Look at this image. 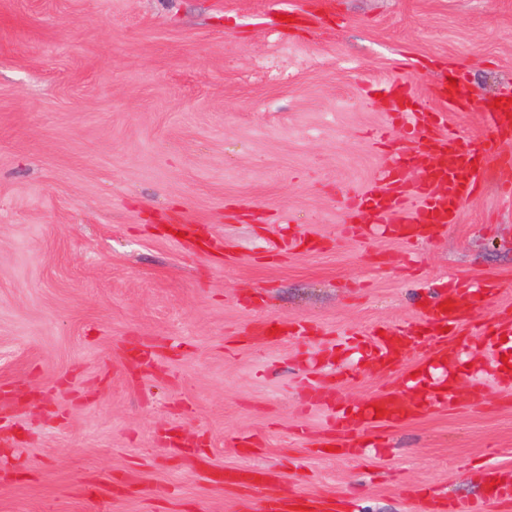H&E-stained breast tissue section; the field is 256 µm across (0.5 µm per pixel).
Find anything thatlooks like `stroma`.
Returning <instances> with one entry per match:
<instances>
[{
    "label": "stroma",
    "mask_w": 512,
    "mask_h": 512,
    "mask_svg": "<svg viewBox=\"0 0 512 512\" xmlns=\"http://www.w3.org/2000/svg\"><path fill=\"white\" fill-rule=\"evenodd\" d=\"M0 0V512H256L263 490H224L213 464L279 472L284 493L341 496L354 512L465 503L512 466V388L462 356L457 405L412 418L363 455L318 453L323 401L393 382L264 319L334 335L420 325L442 279H499L473 310L512 307V142L476 104L512 88V0ZM300 14L297 29L283 17ZM456 75L471 108L436 95ZM446 113L489 169L446 232L409 245L346 234L344 200L415 140L386 85ZM205 242L172 239L173 217ZM298 233L310 252L280 254ZM156 346L134 367L130 343ZM484 378V394L473 379ZM255 448L241 455L236 441ZM134 472L125 496L110 492ZM88 481L104 494L86 497ZM274 325H278L279 326V332L274 331V333L272 335H269L270 329ZM286 328H288V333L289 334L297 335L300 339H302L304 341V343L306 345H308L310 347H314L315 346L314 340H313L312 336H316V333H311L312 332L311 327H309L308 325L303 324V323L291 324V325H289V327H286L285 325H283L280 322L265 321V322H263L259 326V331L261 332V334L266 335L265 337H267V338L279 339L283 335L286 334L284 332ZM280 329H283V332H280Z\"/></svg>",
    "instance_id": "stroma-1"
}]
</instances>
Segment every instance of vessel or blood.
I'll return each instance as SVG.
<instances>
[{
    "label": "vessel or blood",
    "instance_id": "obj_1",
    "mask_svg": "<svg viewBox=\"0 0 512 512\" xmlns=\"http://www.w3.org/2000/svg\"><path fill=\"white\" fill-rule=\"evenodd\" d=\"M398 104V119L413 127V134L424 155L423 177L417 192L415 208L405 204L406 182L404 161H397L380 171L373 188L360 195L356 204L375 218V225L351 224L347 230L365 237L373 231L382 235L411 242L429 238L448 225L457 223L459 207L472 194L483 178L485 169L476 163L474 152L461 145L457 131L450 128L442 112H420L407 86L396 85L393 90ZM483 123L498 137L512 138V102L486 105L481 109ZM501 291L496 279H485L481 286H472L464 280H452L438 292L430 303L422 307L425 335L402 326L385 328L384 332H371L357 340L366 353L372 368L395 375L394 386L376 396L355 404L333 399L326 407L330 421L322 437L326 446L338 448L341 455H360L362 447L353 433L359 429L390 430L418 415L426 408L449 409L456 401L457 390L450 376H442L431 391L418 398L405 396L412 378L403 368L411 355H418L421 364L447 368L460 358L457 341L461 334L478 339L483 350L493 354L490 370L502 382L512 381V354L503 355L498 345L502 336L512 334V319L472 323L466 319V308L478 305ZM209 482L219 488H237L248 491L277 482L274 471L260 467L222 468L205 465ZM486 486L485 500L468 504H454L452 512H486V499L495 500L500 512H512V469L488 467L483 476ZM336 512L335 504L324 497H270L264 502L263 512Z\"/></svg>",
    "mask_w": 512,
    "mask_h": 512
}]
</instances>
